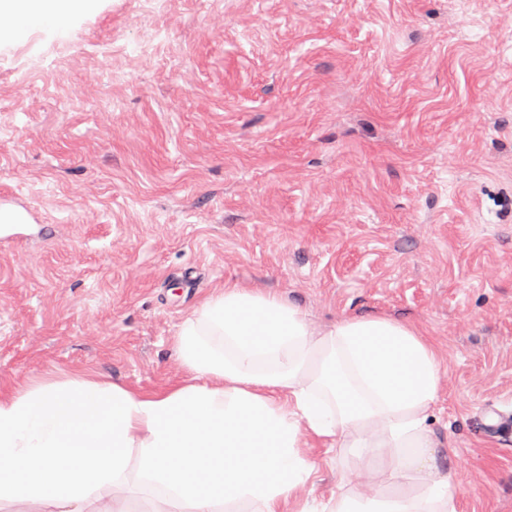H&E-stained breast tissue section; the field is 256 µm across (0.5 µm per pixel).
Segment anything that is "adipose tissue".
Segmentation results:
<instances>
[{"mask_svg": "<svg viewBox=\"0 0 512 512\" xmlns=\"http://www.w3.org/2000/svg\"><path fill=\"white\" fill-rule=\"evenodd\" d=\"M89 0H0L7 35L66 29ZM187 376L138 391L79 372L0 384V503L14 512H283L318 439L373 472L339 478L336 512H458L428 419L440 352L417 324L348 316L326 329L275 291L213 289L180 324ZM137 468L158 500L112 496Z\"/></svg>", "mask_w": 512, "mask_h": 512, "instance_id": "1", "label": "adipose tissue"}]
</instances>
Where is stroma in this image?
Here are the masks:
<instances>
[{"label": "stroma", "instance_id": "1", "mask_svg": "<svg viewBox=\"0 0 512 512\" xmlns=\"http://www.w3.org/2000/svg\"><path fill=\"white\" fill-rule=\"evenodd\" d=\"M0 382L182 380L231 281L420 324L459 512H512V0H96L0 42ZM318 465L288 503L327 508Z\"/></svg>", "mask_w": 512, "mask_h": 512}]
</instances>
